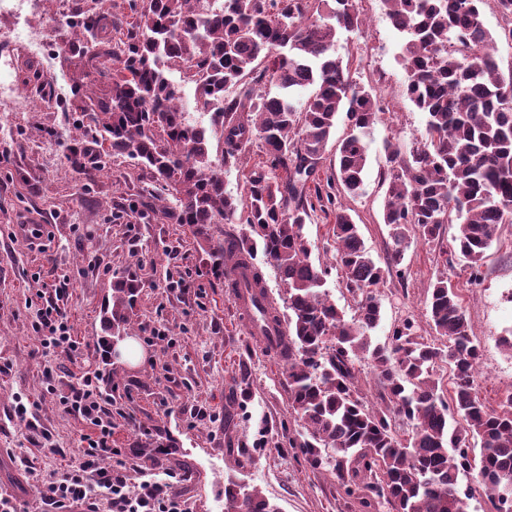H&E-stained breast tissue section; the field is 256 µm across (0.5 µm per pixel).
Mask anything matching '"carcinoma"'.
<instances>
[{
  "label": "carcinoma",
  "instance_id": "obj_1",
  "mask_svg": "<svg viewBox=\"0 0 512 512\" xmlns=\"http://www.w3.org/2000/svg\"><path fill=\"white\" fill-rule=\"evenodd\" d=\"M95 2L82 24L99 31L97 50L74 45L60 53L61 65L92 68L109 89L99 95L83 78L71 79L83 133L70 139L66 170L91 180L111 158L133 162L150 177L138 205L154 211L160 203L175 223L189 225L218 277L263 255L284 286L285 312L268 303L260 268L243 287L258 306L260 340L287 367L302 428L293 444L311 468L331 467L346 494L367 485L361 512H466L459 475L474 470L494 512H512V493L499 495L512 484V394L496 409L480 398L481 343L452 281L439 276L428 291L431 327L445 348L408 319L389 345L372 343L376 288L386 269L402 263L411 230L434 241L458 225L452 254L477 276L499 226L512 224V74L499 72L495 38L482 24L486 0H381L405 37V94L427 122L409 154L388 152L387 268L347 210L334 211V267L357 298L349 319L330 301L328 270L311 261L302 229L313 208L310 184L342 112L348 132L336 147V184L349 196L363 191L367 139L381 107L333 54L341 31L365 25L356 0H132L136 19L117 36L107 33L117 20ZM174 71L195 85L209 126L182 111ZM258 141L266 160L249 172L245 197L225 192L223 171ZM215 147L222 169L212 161ZM236 222L249 229L214 241L215 225ZM140 293L133 275L113 281L103 347L130 335ZM360 356L371 360L383 391L378 409L355 395ZM439 360L452 372L446 396L434 379ZM402 418L411 423L407 438L396 427ZM224 512L279 509L231 480Z\"/></svg>",
  "mask_w": 512,
  "mask_h": 512
}]
</instances>
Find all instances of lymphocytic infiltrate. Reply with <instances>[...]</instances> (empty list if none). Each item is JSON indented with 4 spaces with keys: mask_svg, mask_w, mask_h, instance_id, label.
Wrapping results in <instances>:
<instances>
[{
    "mask_svg": "<svg viewBox=\"0 0 512 512\" xmlns=\"http://www.w3.org/2000/svg\"><path fill=\"white\" fill-rule=\"evenodd\" d=\"M40 316L42 348L59 349L80 359V376L63 403L88 426L81 436L85 445L82 461L66 466L58 478L39 486L44 512H188L180 489L183 477L175 472L142 469L139 491H130L125 451L112 445L110 401L101 389L97 366L83 357L65 310L50 303Z\"/></svg>",
    "mask_w": 512,
    "mask_h": 512,
    "instance_id": "f902f5d3",
    "label": "lymphocytic infiltrate"
}]
</instances>
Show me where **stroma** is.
I'll return each instance as SVG.
<instances>
[{
	"label": "stroma",
	"instance_id": "35a3bbf8",
	"mask_svg": "<svg viewBox=\"0 0 512 512\" xmlns=\"http://www.w3.org/2000/svg\"><path fill=\"white\" fill-rule=\"evenodd\" d=\"M84 3L40 0L31 20L47 26V59L15 43V20L0 15V53L11 81L33 103L26 111L0 105V448L28 458L39 480L78 462L87 427L62 403L74 366L63 353L43 354L39 311L47 301H58L73 336L97 344L112 281L130 272L142 283L130 317L134 336L160 328L172 342L143 346L135 364L112 361L113 375L103 383L112 396L114 445L128 449L129 470L154 465L185 474L189 512H224V487L231 479L258 489L279 512H359L357 499L345 495L331 468L312 469L299 449L289 447L299 427L286 367L237 317L226 279L213 275L190 227L134 210L140 170L126 159L113 160L88 189L79 175L65 170L64 142L53 133L71 128L75 105L53 96L52 89L73 76L61 68L58 54L80 41L75 23ZM361 7L367 27L341 32L336 54L354 59L353 79L375 91L383 116L371 134L362 195L336 191L341 122L320 163L319 188L348 208L372 257L383 264L389 243L383 222L388 150L409 153L427 116L403 94L402 34L380 0H362ZM330 203H315L303 227L312 259L327 265L335 252ZM35 221L47 225L49 240L37 252L13 236L14 225ZM446 248L412 236L400 271L386 273L378 289L381 320L373 337L387 344L394 326L406 319L432 337L427 291L437 275L447 276L482 344L478 389L494 408L512 393V349L501 342L512 334V303L506 300L512 293V224L503 225L492 242L480 277L464 262L447 259ZM171 275L184 278L186 293L168 291ZM49 367L55 372L50 387L44 382ZM21 401L29 409L24 420L17 415ZM158 434L171 442L166 453L145 444L147 436Z\"/></svg>",
	"mask_w": 512,
	"mask_h": 512
}]
</instances>
